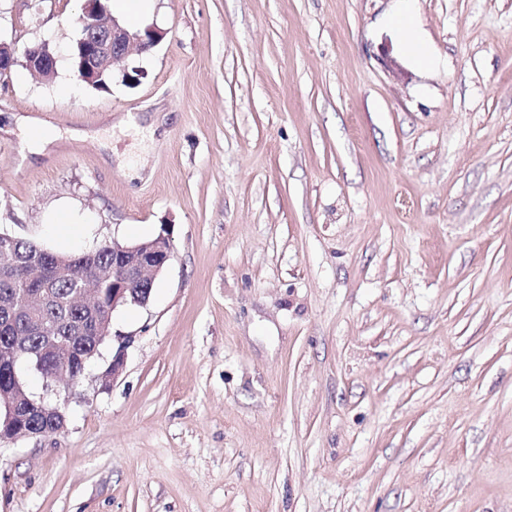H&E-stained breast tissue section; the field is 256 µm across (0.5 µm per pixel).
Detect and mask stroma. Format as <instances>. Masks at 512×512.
<instances>
[{"instance_id": "obj_1", "label": "stroma", "mask_w": 512, "mask_h": 512, "mask_svg": "<svg viewBox=\"0 0 512 512\" xmlns=\"http://www.w3.org/2000/svg\"><path fill=\"white\" fill-rule=\"evenodd\" d=\"M82 7L0 0V42L58 48L0 75V231L55 246L66 203L72 251H172L65 430L0 446V512H512V0L409 33L399 0H157L106 91ZM23 65L42 78L49 79L54 76L56 56L55 51L49 49L47 41H41L27 47L23 54ZM79 217L73 213L66 204L59 207L52 218V231L56 238L65 246L75 237L87 234L89 229L78 223Z\"/></svg>"}]
</instances>
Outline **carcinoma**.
Wrapping results in <instances>:
<instances>
[{
  "label": "carcinoma",
  "instance_id": "carcinoma-1",
  "mask_svg": "<svg viewBox=\"0 0 512 512\" xmlns=\"http://www.w3.org/2000/svg\"><path fill=\"white\" fill-rule=\"evenodd\" d=\"M69 275L45 282L43 271L56 265L54 254L47 253L35 240L16 237L10 253L0 254V302L14 301L15 305L0 308V353L8 350L28 354L43 347L47 339L61 342L72 349L71 357L63 360L59 355L48 358L45 371L53 372L67 366L63 385L81 379V359L90 355L102 337L80 334L78 325L94 320L87 311L76 308L70 300L82 283V276L96 271L101 284H112V243H103L82 253L65 256ZM51 287V301L37 314L29 317L18 306L25 291H40ZM62 415H44L36 407L23 408L18 425L33 432H51Z\"/></svg>",
  "mask_w": 512,
  "mask_h": 512
}]
</instances>
